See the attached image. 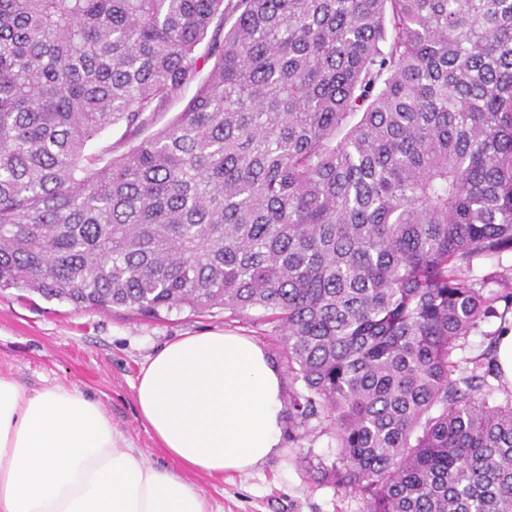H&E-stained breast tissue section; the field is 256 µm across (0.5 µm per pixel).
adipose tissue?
Listing matches in <instances>:
<instances>
[{
  "label": "adipose tissue",
  "mask_w": 512,
  "mask_h": 512,
  "mask_svg": "<svg viewBox=\"0 0 512 512\" xmlns=\"http://www.w3.org/2000/svg\"><path fill=\"white\" fill-rule=\"evenodd\" d=\"M282 377L266 350L203 332L158 351L136 386L138 412L177 468L132 448L75 385L27 389L0 372V512H212L183 470L244 473L279 447Z\"/></svg>",
  "instance_id": "ef3b65f1"
}]
</instances>
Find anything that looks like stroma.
Returning <instances> with one entry per match:
<instances>
[{
  "mask_svg": "<svg viewBox=\"0 0 512 512\" xmlns=\"http://www.w3.org/2000/svg\"><path fill=\"white\" fill-rule=\"evenodd\" d=\"M464 277L483 289L492 312L455 351L462 365L485 353L512 321V307L504 299L512 292V251L475 259ZM208 331L253 339L277 366L284 395L302 390V382L288 373L278 336L259 310L239 318L219 307L195 312L186 308L147 319L124 310L78 308L35 294L26 299L15 289L0 292V370L12 372L32 389L77 384L103 403L132 447L160 465L166 461L164 453L138 415L140 371L170 342ZM336 454L327 421L314 418L299 430L286 421L278 451L251 472L197 473L193 479L221 512H366L361 495L322 481Z\"/></svg>",
  "mask_w": 512,
  "mask_h": 512,
  "instance_id": "obj_1",
  "label": "stroma"
}]
</instances>
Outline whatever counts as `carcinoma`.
I'll return each instance as SVG.
<instances>
[{"label": "carcinoma", "instance_id": "obj_1", "mask_svg": "<svg viewBox=\"0 0 512 512\" xmlns=\"http://www.w3.org/2000/svg\"><path fill=\"white\" fill-rule=\"evenodd\" d=\"M505 251L512 0H0V291L263 310L366 512H512V400L452 357Z\"/></svg>", "mask_w": 512, "mask_h": 512}]
</instances>
